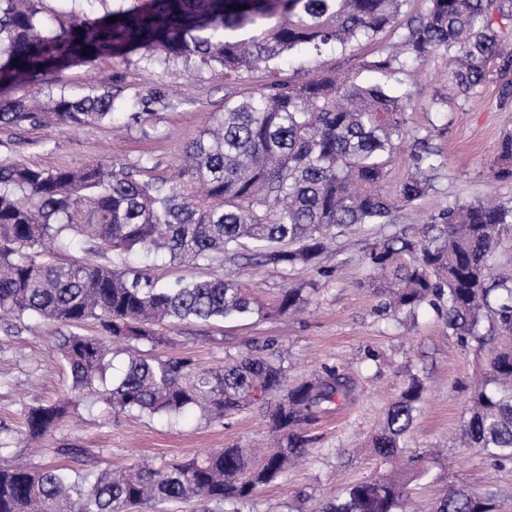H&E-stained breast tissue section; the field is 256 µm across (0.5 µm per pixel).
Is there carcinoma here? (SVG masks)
Listing matches in <instances>:
<instances>
[{"instance_id":"cac0c4a2","label":"carcinoma","mask_w":512,"mask_h":512,"mask_svg":"<svg viewBox=\"0 0 512 512\" xmlns=\"http://www.w3.org/2000/svg\"><path fill=\"white\" fill-rule=\"evenodd\" d=\"M68 2L73 21L57 29L41 0H0V90L134 55L145 71L188 69L197 60L234 80L285 54L319 57L373 41L407 0H119L121 6L93 16L80 14L84 0ZM503 26L512 28V0H429L400 35V50L362 63L382 80L314 73L228 97L214 124L188 143L172 178L146 179L140 162L43 168L1 161L0 320L28 317L67 329L58 341L72 393L94 394L115 411L169 419L198 408L214 421L263 407L272 396L279 401L269 411L273 443L257 460L231 445L163 466L139 462L124 472L0 466V512H133L144 505L168 512L187 501L198 512H246L257 488L304 458L307 427L352 398L350 375L326 368L290 387L281 365L247 353L212 369L187 357L138 355L112 387L105 379L112 345L160 343L156 324L286 317L309 304L312 289L285 286L267 303L221 275L170 286L114 265L56 257L86 237L120 261L138 248L162 249L172 262L210 267L247 249L257 267L318 266L327 243L343 233L396 223L433 190L443 166L438 151L419 139L396 193L383 192L397 142L409 134L407 114L417 105L395 75H409L441 51L462 94L493 78L500 101H512V49L504 46ZM113 111L109 90H61L46 105L1 103L0 127L104 125ZM492 172L512 180V131L495 146ZM505 224H512V202L458 199L431 216L422 238L403 233L374 244L361 285L386 297L384 310L393 316L429 306L463 345L482 341L484 317L511 336L512 272L494 264ZM90 320L97 330L85 333ZM424 391L418 377L408 379L369 441L379 469L318 512H408V486L428 474L431 460L406 454ZM66 406L28 408L27 440L53 431ZM460 437L494 464L512 463L511 343L491 357ZM496 501L490 489L462 485L448 489L436 512H496Z\"/></svg>"}]
</instances>
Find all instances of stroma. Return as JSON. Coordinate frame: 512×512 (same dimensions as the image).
Wrapping results in <instances>:
<instances>
[{"instance_id": "35a3bbf8", "label": "stroma", "mask_w": 512, "mask_h": 512, "mask_svg": "<svg viewBox=\"0 0 512 512\" xmlns=\"http://www.w3.org/2000/svg\"><path fill=\"white\" fill-rule=\"evenodd\" d=\"M401 32L397 26L371 43L324 54L313 68L367 79L361 60L397 44ZM445 71L446 58L437 54L412 78L419 104L409 114L410 135L392 160L387 187L395 189L407 171L415 137H430L444 166L429 196L403 210L396 223L337 237L316 267L260 268L235 258L212 268H196L170 263L160 253L135 252L126 258L128 266L170 283L221 273L250 285L264 299L286 285L315 288L305 311L293 317L180 322L165 327L168 344L140 345L143 353L162 358L188 356L205 368L240 354L260 353L281 361L292 383L327 368L353 377V399L340 402L310 425L313 442L308 461L259 488L249 512H318L323 503L373 475L377 462L364 443L382 424L388 407L412 375L422 379L426 391L408 447L416 452L441 451L430 478L412 491L415 508L434 512L448 486L466 484L494 490L501 512H512V464L491 465L476 449L459 442L470 393L485 380L488 358L503 345V336L490 334L488 324L483 323L479 331L487 335V343L461 346L432 309L397 319L383 311L381 297L356 285L364 273L369 247L402 227L427 223L455 199L512 198V182L497 180L491 172L494 146L504 130L512 129V102L501 103L493 81L474 93L460 94ZM296 75V66L288 59L270 69L243 73L234 81L206 67L174 77L160 67L143 71L134 61L74 66L47 75L44 90L79 93L91 85L111 88L120 106L113 123L77 129L0 128V161L20 160L47 168L80 167L104 158L121 162L142 158L149 160L155 174L162 175L180 163L185 144L211 124L214 114L223 111L225 97H238ZM135 94L145 99L147 111L137 121L122 108L125 99ZM435 95L448 100L444 114L427 109ZM61 332L60 325L34 320L0 330V439L10 443L9 449L0 451V466L20 460L33 468L60 465L64 459L56 451L62 447L83 449L84 467L97 470L136 459L161 465L211 448L236 443L259 447L268 441L271 424L267 410L260 407L221 422L195 410L169 422L135 411L111 412L102 403L76 398L41 447H27L22 436L24 408L58 401L70 383L57 349Z\"/></svg>"}]
</instances>
